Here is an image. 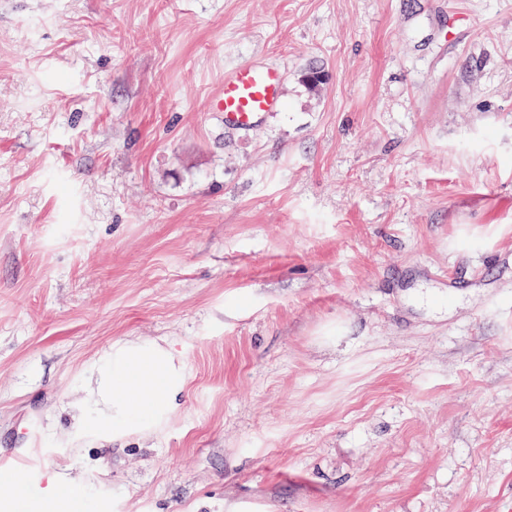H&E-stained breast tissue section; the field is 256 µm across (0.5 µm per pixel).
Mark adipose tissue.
<instances>
[{"label": "adipose tissue", "instance_id": "ef3b65f1", "mask_svg": "<svg viewBox=\"0 0 512 512\" xmlns=\"http://www.w3.org/2000/svg\"><path fill=\"white\" fill-rule=\"evenodd\" d=\"M98 393L103 419L113 429L130 423H154L170 410L183 386L182 369L154 343L122 345L99 364Z\"/></svg>", "mask_w": 512, "mask_h": 512}]
</instances>
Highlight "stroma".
<instances>
[{"label":"stroma","instance_id":"stroma-1","mask_svg":"<svg viewBox=\"0 0 512 512\" xmlns=\"http://www.w3.org/2000/svg\"><path fill=\"white\" fill-rule=\"evenodd\" d=\"M244 63L286 79L240 136ZM153 341L174 410L100 427ZM0 463L91 512H512V0H0ZM284 73L278 67L254 63L224 72L223 97L210 104L224 112V126L239 133L251 132L258 123L282 106ZM102 419L116 430L130 423H154L168 412L183 386L182 369L156 343L122 345L99 364ZM64 505L68 512H84L85 501L78 491L77 485L63 477L55 479L48 488V493L39 505L40 512H48L46 505Z\"/></svg>","mask_w":512,"mask_h":512}]
</instances>
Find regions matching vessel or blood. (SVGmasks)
Returning <instances> with one entry per match:
<instances>
[{
	"label": "vessel or blood",
	"instance_id": "b4317fda",
	"mask_svg": "<svg viewBox=\"0 0 512 512\" xmlns=\"http://www.w3.org/2000/svg\"><path fill=\"white\" fill-rule=\"evenodd\" d=\"M284 73L280 68L247 63L226 70L224 91L212 101L211 111L224 115L225 127L251 132L269 114L282 106Z\"/></svg>",
	"mask_w": 512,
	"mask_h": 512
}]
</instances>
